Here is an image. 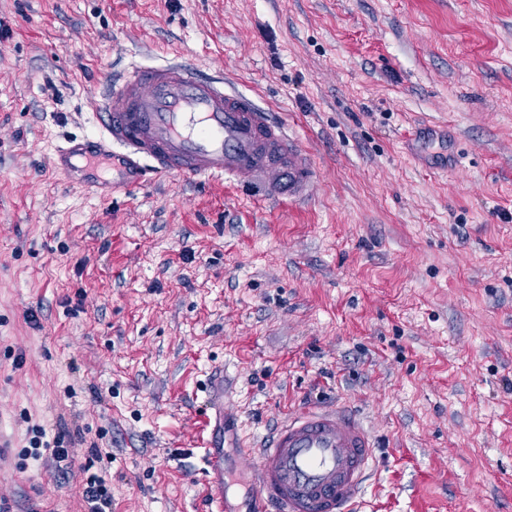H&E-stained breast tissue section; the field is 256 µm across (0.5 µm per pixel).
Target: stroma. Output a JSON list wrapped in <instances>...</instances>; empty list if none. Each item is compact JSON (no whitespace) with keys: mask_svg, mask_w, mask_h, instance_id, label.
I'll list each match as a JSON object with an SVG mask.
<instances>
[{"mask_svg":"<svg viewBox=\"0 0 512 512\" xmlns=\"http://www.w3.org/2000/svg\"><path fill=\"white\" fill-rule=\"evenodd\" d=\"M0 501L210 512L307 406L376 457L360 512H512V0H0ZM187 61L275 112L303 203L160 176L106 199L53 165L106 77ZM34 311L36 323L25 314ZM76 464L29 455L36 427ZM213 402L210 409L214 410V426L210 431V438L205 443L206 457L203 469L204 481L208 488L214 492L212 502L216 510L211 512H238L229 507L224 497V455L217 449L224 447L222 437L224 435V406L219 401ZM83 497L87 504V512H112V495L102 475H87Z\"/></svg>","mask_w":512,"mask_h":512,"instance_id":"35a3bbf8","label":"stroma"}]
</instances>
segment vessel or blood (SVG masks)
I'll list each match as a JSON object with an SVG mask.
<instances>
[{"mask_svg":"<svg viewBox=\"0 0 512 512\" xmlns=\"http://www.w3.org/2000/svg\"><path fill=\"white\" fill-rule=\"evenodd\" d=\"M97 121V136L66 139L55 161L68 167L78 158L89 169L107 161L111 193L164 174L187 182L225 177L251 187L260 202H301L316 182V164L283 124L186 62L137 65L107 80ZM212 408L204 481L215 512H232L224 496V407ZM374 448L348 409H304L254 449L253 496L261 512H354Z\"/></svg>","mask_w":512,"mask_h":512,"instance_id":"vessel-or-blood-1","label":"vessel or blood"}]
</instances>
